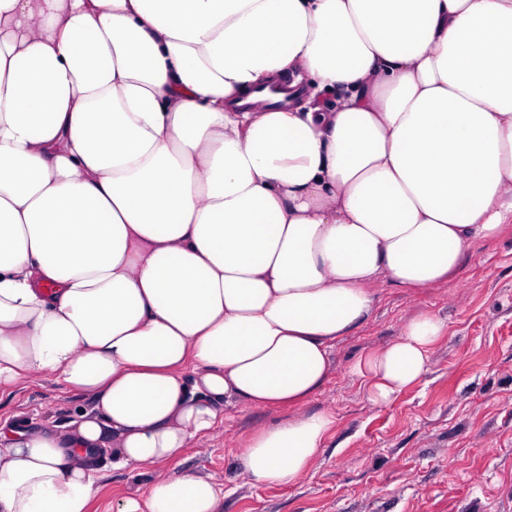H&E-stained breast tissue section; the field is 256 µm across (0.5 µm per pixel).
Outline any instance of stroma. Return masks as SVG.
Wrapping results in <instances>:
<instances>
[{
  "mask_svg": "<svg viewBox=\"0 0 512 512\" xmlns=\"http://www.w3.org/2000/svg\"><path fill=\"white\" fill-rule=\"evenodd\" d=\"M429 311L448 330L422 381L390 404L364 394L351 363L394 340ZM322 390L306 411L336 423L299 483H255L242 452L247 438L289 409L238 406L189 448L176 470L212 476L224 487L221 512H505L512 507V224L471 245L448 282L407 290L381 281L369 319L337 340ZM86 398L46 375L0 395V417L53 427ZM95 512L146 487V477L100 463Z\"/></svg>",
  "mask_w": 512,
  "mask_h": 512,
  "instance_id": "obj_1",
  "label": "stroma"
}]
</instances>
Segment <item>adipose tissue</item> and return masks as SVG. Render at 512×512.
<instances>
[{
  "instance_id": "ef3b65f1",
  "label": "adipose tissue",
  "mask_w": 512,
  "mask_h": 512,
  "mask_svg": "<svg viewBox=\"0 0 512 512\" xmlns=\"http://www.w3.org/2000/svg\"><path fill=\"white\" fill-rule=\"evenodd\" d=\"M507 224L512 0H0V393L91 400L0 420V512H90L102 459L181 463L239 405L294 409L243 459L296 484L375 285L437 287ZM445 333L420 313L350 371L390 403ZM223 498L156 474L112 509ZM88 405L89 401L82 395L46 375L2 394L0 417L26 419L51 428L68 423L76 409Z\"/></svg>"
}]
</instances>
